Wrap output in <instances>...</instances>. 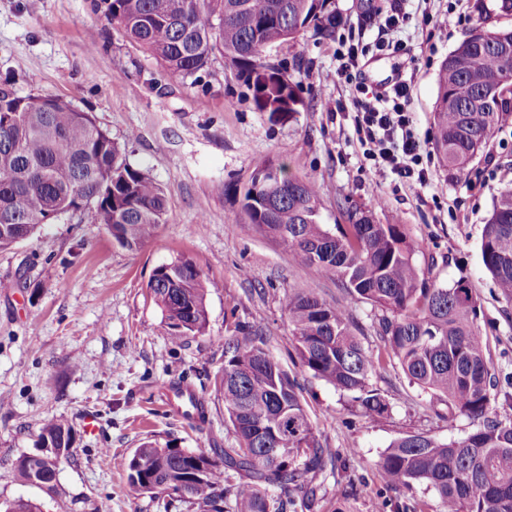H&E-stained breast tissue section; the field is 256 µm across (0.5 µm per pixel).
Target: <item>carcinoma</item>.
Returning <instances> with one entry per match:
<instances>
[{"instance_id": "obj_1", "label": "carcinoma", "mask_w": 512, "mask_h": 512, "mask_svg": "<svg viewBox=\"0 0 512 512\" xmlns=\"http://www.w3.org/2000/svg\"><path fill=\"white\" fill-rule=\"evenodd\" d=\"M104 3L126 40L169 75L197 81L220 55L244 76L257 110L280 118L298 111L301 99L270 51L309 28L322 39L336 30L333 0ZM507 45L512 28L476 26L442 63L433 120L435 149L449 172L466 168L512 115V86L488 92L503 76ZM321 193L317 183L261 162L241 210L248 226L283 242L294 263L335 272L351 293L380 311L376 334L384 347L364 345L344 307L297 294L286 307L299 363L313 377L355 394L363 416L377 419L389 412V403L370 387L369 377L385 358L394 360L409 383L429 396L430 406L444 403L475 428L451 440L402 434L375 463L384 486L408 492L424 486L435 493L438 512H512V414L492 406L496 383L471 288L463 279L443 285L420 277L403 225L376 224L367 207L347 209L345 224L322 223ZM66 214L104 226L119 246L133 251L165 223L167 199L89 113L57 96L0 88V250ZM480 250L497 288L512 299L511 187L493 204ZM148 287L171 341L205 331L214 283L191 260L158 266ZM221 393L237 447L212 455L146 442L125 464L129 485L143 494L186 497L196 512H313L317 486L309 475L325 470L329 451L314 433L298 380L249 325L224 341ZM75 435L70 423L51 417L42 422L38 442L71 456ZM14 477L52 488L56 462L23 455Z\"/></svg>"}]
</instances>
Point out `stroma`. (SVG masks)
Segmentation results:
<instances>
[{
    "label": "stroma",
    "instance_id": "obj_1",
    "mask_svg": "<svg viewBox=\"0 0 512 512\" xmlns=\"http://www.w3.org/2000/svg\"><path fill=\"white\" fill-rule=\"evenodd\" d=\"M406 0L412 19L393 37L400 53L379 55L375 26L363 27L359 0H334V39L305 32L271 52L297 84L302 100L284 118L258 111L244 80L223 57L198 82L167 76L129 44L100 0H0V84L22 95L61 96L90 113L163 187L167 221L142 248L118 246L103 226L66 216L8 250H0V503L37 504L41 512H195L178 495L153 499L127 482L125 460L151 440L185 450L236 447L216 381L224 340L237 324L262 332L270 355L295 375L321 445L336 456L317 475L314 512H392L401 492L386 489L375 469L403 433L441 440L464 436L471 419L430 406L393 363L370 383L390 410L361 416L349 395L314 378L298 363L288 322V296L313 293L345 306L364 344L377 349L374 311L336 273L295 264L278 239L243 231L241 193L265 160L323 186L322 223L341 224L348 207L371 208L376 223L404 225L415 242L421 276L439 284L466 278L479 304L481 338L497 387V411L512 408V299L485 272L483 226L500 193L512 186V118L455 177L436 150L433 110L442 62L477 24L512 28L496 0ZM448 24L424 27L422 14ZM366 46L356 81L337 77L342 43ZM406 78L415 131L431 178L412 191L395 176L376 180L354 126L358 87ZM191 259L216 286L207 295L204 334L174 343L160 327L148 288L154 269ZM171 385L191 387L203 416L175 412ZM95 416L87 432L84 419ZM60 417L76 431L74 455L54 488L20 485L16 460L36 451L42 421Z\"/></svg>",
    "mask_w": 512,
    "mask_h": 512
}]
</instances>
